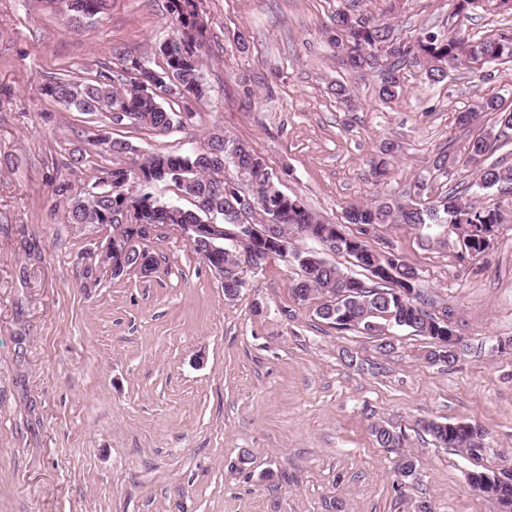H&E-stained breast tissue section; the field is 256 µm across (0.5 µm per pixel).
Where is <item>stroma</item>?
I'll list each match as a JSON object with an SVG mask.
<instances>
[{"mask_svg":"<svg viewBox=\"0 0 512 512\" xmlns=\"http://www.w3.org/2000/svg\"><path fill=\"white\" fill-rule=\"evenodd\" d=\"M200 0L207 91L186 129L161 133L112 124L107 113L66 109L43 94L55 77L120 75L126 58L162 66L156 45L173 34L167 0H109L69 29L60 0H0V512H501L474 489L473 471H512V194L474 187L475 168L434 167L478 128L457 115L486 98L512 110V63L469 65L438 84L402 72V93L377 97V77L349 72L328 42L336 11L386 19L395 37L425 29L477 39L512 32V15L455 0ZM250 44L239 53L236 36ZM354 92L353 106L332 86ZM250 142L287 194L373 250L418 273L433 308H447L462 346L452 365L426 358L435 340L391 327L370 336L320 319L291 291L297 263L277 257L244 271L225 299L218 276L170 226L145 242L147 277L85 265L108 229L65 219L59 182L80 192L118 163L102 143L134 158L205 150L207 134ZM401 153L387 182L371 160L382 139ZM498 210L490 247L461 253L447 224H343L349 207L456 185ZM470 423L485 433L471 456L438 444L422 420ZM383 422L407 436L380 447ZM415 476L398 472L401 453Z\"/></svg>","mask_w":512,"mask_h":512,"instance_id":"stroma-1","label":"stroma"}]
</instances>
